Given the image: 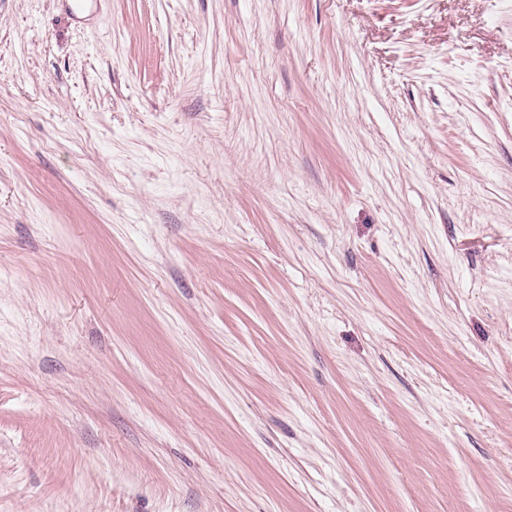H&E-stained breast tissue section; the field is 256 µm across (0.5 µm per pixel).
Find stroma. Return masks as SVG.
I'll list each match as a JSON object with an SVG mask.
<instances>
[{
  "instance_id": "stroma-1",
  "label": "stroma",
  "mask_w": 512,
  "mask_h": 512,
  "mask_svg": "<svg viewBox=\"0 0 512 512\" xmlns=\"http://www.w3.org/2000/svg\"><path fill=\"white\" fill-rule=\"evenodd\" d=\"M0 512H512V0H0Z\"/></svg>"
}]
</instances>
